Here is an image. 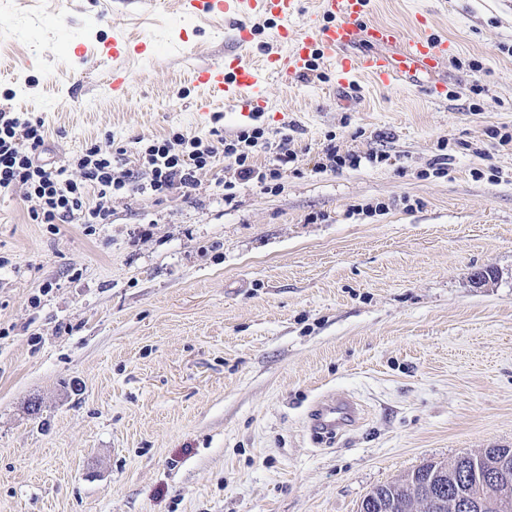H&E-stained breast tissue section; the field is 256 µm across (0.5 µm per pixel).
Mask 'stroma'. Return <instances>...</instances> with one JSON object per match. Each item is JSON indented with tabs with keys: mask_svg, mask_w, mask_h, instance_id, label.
<instances>
[{
	"mask_svg": "<svg viewBox=\"0 0 512 512\" xmlns=\"http://www.w3.org/2000/svg\"><path fill=\"white\" fill-rule=\"evenodd\" d=\"M420 15L454 45L445 100L428 76L342 91L324 64L267 81L257 123L297 155L280 189L219 159L158 197L141 140L244 126L198 114L190 82L231 21L0 0V106L45 119L55 165L108 140L133 173L93 226L28 223L0 190V512H359L427 462L512 448V0H374L370 17L410 35ZM119 27L153 57L98 62ZM331 141L378 160L316 170ZM332 397L361 417L326 442L308 421Z\"/></svg>",
	"mask_w": 512,
	"mask_h": 512,
	"instance_id": "35a3bbf8",
	"label": "stroma"
}]
</instances>
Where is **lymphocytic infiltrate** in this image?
<instances>
[{
  "label": "lymphocytic infiltrate",
  "instance_id": "obj_1",
  "mask_svg": "<svg viewBox=\"0 0 512 512\" xmlns=\"http://www.w3.org/2000/svg\"><path fill=\"white\" fill-rule=\"evenodd\" d=\"M48 134L42 116L0 108V188L20 191L30 201L32 224L109 223L108 202L130 176L119 153L95 142L74 157L72 167H56L43 157ZM268 151L271 143L259 126L211 139L173 132L151 139L139 162L151 173L150 191L159 196L193 187L197 172L219 157L238 180L255 182L268 193L278 189L295 160L294 154L279 151L268 163H259V155Z\"/></svg>",
  "mask_w": 512,
  "mask_h": 512
}]
</instances>
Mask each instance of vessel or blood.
<instances>
[{
  "label": "vessel or blood",
  "mask_w": 512,
  "mask_h": 512,
  "mask_svg": "<svg viewBox=\"0 0 512 512\" xmlns=\"http://www.w3.org/2000/svg\"><path fill=\"white\" fill-rule=\"evenodd\" d=\"M302 0H179L182 13L204 18L221 15L234 23L236 50L224 57L195 67L190 76L205 95L198 100L200 112L212 106H228L238 117L253 115L263 106L262 86L268 80L291 85L324 62L346 77L361 73L385 85L412 86L420 74L439 72L448 59L447 36L426 31L417 36L402 35L395 25L370 20L371 0H316L313 10H303ZM302 18V29L293 21ZM274 22L281 52L266 54L251 62L241 47L255 43V20ZM365 44L371 51L351 56L353 47ZM148 50L143 40L117 33L101 41L97 54L108 61L142 56ZM358 416L351 400L329 399L318 404L312 418L316 433L332 435Z\"/></svg>",
  "instance_id": "obj_1"
}]
</instances>
